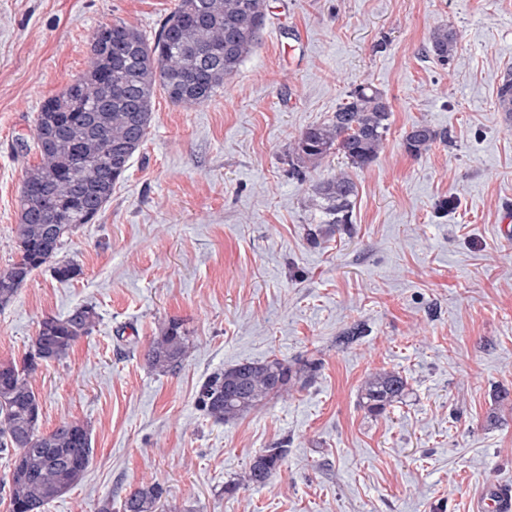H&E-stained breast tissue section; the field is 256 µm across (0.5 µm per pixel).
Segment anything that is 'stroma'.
I'll use <instances>...</instances> for the list:
<instances>
[{"instance_id":"35a3bbf8","label":"stroma","mask_w":512,"mask_h":512,"mask_svg":"<svg viewBox=\"0 0 512 512\" xmlns=\"http://www.w3.org/2000/svg\"><path fill=\"white\" fill-rule=\"evenodd\" d=\"M175 3L0 0V272L38 160L18 138L86 70L95 29L122 21L151 39ZM440 23L458 37L445 66L426 54ZM510 68L512 0H267L259 46L211 101L187 109L156 90L143 146L63 247L80 275L36 270L0 311V363L44 318L99 314L30 377L40 432L91 429L82 481L44 512L117 508L146 482L165 512H474L486 483L512 486V116L495 105ZM361 83L391 106L380 153L355 167L334 152L293 178L300 132ZM421 122L448 139L414 157L403 139ZM341 172L356 186L346 229L313 193ZM171 319L192 347L159 374L144 354ZM273 356L318 368L232 423L197 408L211 373ZM381 370L408 390L374 414L361 387ZM280 446L269 484L225 493Z\"/></svg>"}]
</instances>
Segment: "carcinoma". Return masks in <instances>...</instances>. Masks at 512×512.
I'll use <instances>...</instances> for the list:
<instances>
[{
	"label": "carcinoma",
	"mask_w": 512,
	"mask_h": 512,
	"mask_svg": "<svg viewBox=\"0 0 512 512\" xmlns=\"http://www.w3.org/2000/svg\"><path fill=\"white\" fill-rule=\"evenodd\" d=\"M266 0H177L154 41L122 21L105 24L90 37L86 70L67 89L46 99L37 113L31 165L19 198L18 257L0 272V310L8 306L33 271L49 266L55 278L68 281L80 274L73 263L58 260L64 242L82 224L96 219L143 145L152 121V99L161 88L176 104L200 106L224 87L253 53L265 25ZM457 46L456 32L445 24L431 31L427 52L446 65ZM496 106L512 112V70L497 87ZM391 107L385 95L360 84L336 107L327 121L307 127L295 140L292 174L305 177L308 163L333 151L355 167L372 162L383 148ZM447 135L427 123L406 133L405 150L419 156ZM124 148L121 173L106 171L114 150ZM327 223L348 229L355 185L341 173L314 186ZM99 315L83 304L63 318L47 317L22 364L11 363L0 377V450H14L9 476L10 512H42L46 504L79 483L91 459L88 425L64 422L39 431L38 395L29 377L43 363L68 356L73 345L92 333ZM190 349L183 324L168 321L153 337L146 353L149 368L159 373L180 367ZM317 364L297 367L273 357L243 361L213 372L196 393L197 407L216 423L234 422L266 402L304 383ZM408 387L396 371L371 375L361 390L364 406L380 413L399 402ZM288 449L267 448L256 455L242 478L224 487H262L284 465ZM163 489L142 484L124 498L122 512H159Z\"/></svg>",
	"instance_id": "carcinoma-1"
}]
</instances>
